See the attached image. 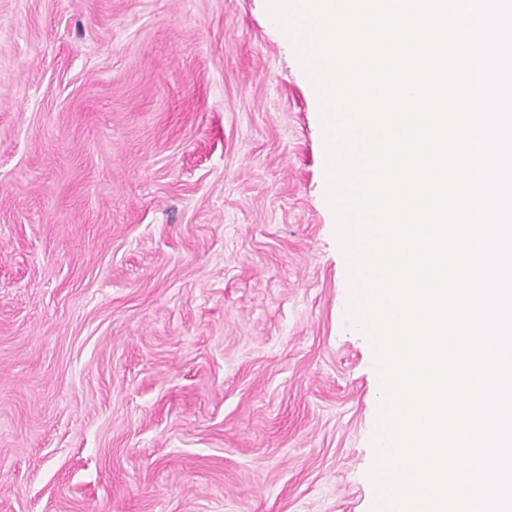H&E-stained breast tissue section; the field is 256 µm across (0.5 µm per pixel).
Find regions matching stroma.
Listing matches in <instances>:
<instances>
[{"label": "stroma", "instance_id": "stroma-1", "mask_svg": "<svg viewBox=\"0 0 512 512\" xmlns=\"http://www.w3.org/2000/svg\"><path fill=\"white\" fill-rule=\"evenodd\" d=\"M266 0H0V512H370L315 91Z\"/></svg>", "mask_w": 512, "mask_h": 512}]
</instances>
